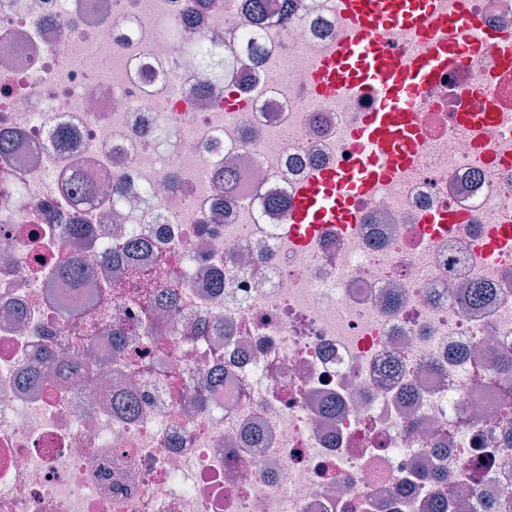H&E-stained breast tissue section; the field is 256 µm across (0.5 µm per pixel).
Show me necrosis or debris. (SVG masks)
I'll return each instance as SVG.
<instances>
[{"instance_id": "1", "label": "necrosis or debris", "mask_w": 512, "mask_h": 512, "mask_svg": "<svg viewBox=\"0 0 512 512\" xmlns=\"http://www.w3.org/2000/svg\"><path fill=\"white\" fill-rule=\"evenodd\" d=\"M264 25L258 65L210 94L186 75L253 39L242 0L185 25L193 0H0V512H432L436 497L512 498V0H465L488 31L474 61L419 97L416 164L359 200L358 223L292 235L290 206L317 168L354 165L372 106L320 93L314 63L348 26L336 0H303ZM182 28V38L171 31ZM500 117L473 143L456 119ZM74 138L60 151L55 135ZM239 158L232 201L212 210L214 169ZM70 165L109 194L63 189ZM122 194H112L115 184ZM285 199L269 208L267 197ZM84 224L89 237L68 235ZM150 243L176 294L148 312L102 263ZM80 260L79 293L45 283ZM494 289L472 306L463 283ZM97 331L77 373L67 312ZM121 329V345L112 342ZM224 385L199 405L207 375ZM413 388L403 406L399 395ZM443 467L447 483L424 480Z\"/></svg>"}]
</instances>
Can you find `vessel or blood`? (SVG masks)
Instances as JSON below:
<instances>
[{
  "label": "vessel or blood",
  "instance_id": "b4317fda",
  "mask_svg": "<svg viewBox=\"0 0 512 512\" xmlns=\"http://www.w3.org/2000/svg\"><path fill=\"white\" fill-rule=\"evenodd\" d=\"M336 6L349 35L330 45L319 60V88L327 95L365 96L377 107L356 131L358 162L339 170H315L296 192L292 221L307 232L320 224L356 223L355 198L415 163L419 92L472 60L490 38L467 18L463 0H336ZM385 29L410 45L399 60H391L375 39Z\"/></svg>",
  "mask_w": 512,
  "mask_h": 512
}]
</instances>
